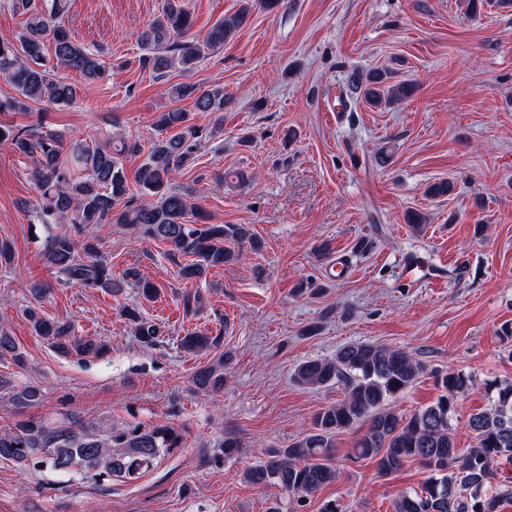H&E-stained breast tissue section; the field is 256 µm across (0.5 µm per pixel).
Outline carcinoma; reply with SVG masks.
I'll list each match as a JSON object with an SVG mask.
<instances>
[{
	"label": "carcinoma",
	"mask_w": 512,
	"mask_h": 512,
	"mask_svg": "<svg viewBox=\"0 0 512 512\" xmlns=\"http://www.w3.org/2000/svg\"><path fill=\"white\" fill-rule=\"evenodd\" d=\"M16 11L27 15L18 41L0 39V74L8 78L19 96L0 100V112H26L29 104L48 108L65 107L77 99V88L57 75L61 67L79 71L94 82L109 78L107 68L85 47L76 43L64 27V0H12ZM284 0H241L237 13L217 22L204 40L187 37L193 16L183 0H166L157 19L137 33L144 53L138 64L159 76L175 66L189 71L201 59L223 47L233 32L248 19L252 8L275 10ZM53 47V57L45 54ZM383 76L372 71L350 73L341 92L343 104L352 108L362 100L378 104L382 94L391 102L409 98L414 87L408 82L383 89ZM170 97L193 100V111L173 108L155 121L158 136L148 158L134 172L133 179L147 201L138 203L130 194L129 180L121 157L137 154L141 145L121 141L120 147H91L81 141L64 145L63 135L34 134L24 128L0 124V145L33 159V178L40 194L37 220L42 224H69L70 230L51 237L42 259L58 277L68 283L108 288L114 294L141 283L136 269L121 276L99 255L94 243L81 242L90 224H122L139 238L167 244L173 255L189 257L179 268L181 279L192 282L238 257L225 246L261 248L259 239L243 224H207L192 194L174 186L175 175L193 166L202 145L203 128L194 114H206L214 128L223 121L224 88L216 85L201 92L190 84L177 83ZM185 315L195 316L202 308V296L187 291L181 295ZM123 313L134 335L146 347L164 336L162 325L143 318L126 307ZM27 316L38 335L52 339L62 354L100 355L106 344L74 335L68 322L39 315ZM213 345L206 334L182 338L187 350ZM9 354L17 364L23 356L12 336L0 329V356ZM226 353L217 362L194 374L198 387L218 392L224 387ZM426 373L425 363L406 351L365 342L351 343L329 359H312L297 366L293 380L305 387L339 386L344 397L327 405L314 418L312 430L288 447L252 466L246 479L253 485H274L299 499L315 494L336 482V435L361 429L352 453L356 459L376 461L378 474L389 477L405 463L419 462L429 471L420 489L401 493L394 512H497L502 499L512 498V485L500 473L502 463H512V381L498 386L487 408L469 416L467 425L475 434L469 448L457 447L452 418L457 413V395L471 384L470 377L448 372L441 378L444 393L437 401L404 416L394 409L393 400ZM181 436L172 427L159 425L150 430H116L104 442L73 428L49 429L33 420L18 424L15 432L0 433V458L22 461L38 451L55 470L73 467L95 469L132 478L150 468L163 449L180 446Z\"/></svg>",
	"instance_id": "1"
}]
</instances>
